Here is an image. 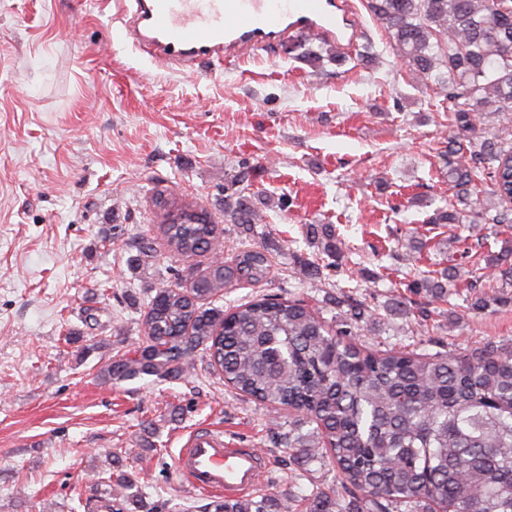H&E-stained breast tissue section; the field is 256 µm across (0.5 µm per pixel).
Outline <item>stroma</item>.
I'll return each instance as SVG.
<instances>
[{"label":"stroma","mask_w":512,"mask_h":512,"mask_svg":"<svg viewBox=\"0 0 512 512\" xmlns=\"http://www.w3.org/2000/svg\"><path fill=\"white\" fill-rule=\"evenodd\" d=\"M350 2L343 67L293 58L322 45L296 34L189 70L141 51L117 0H0V512H91L117 465L132 512H201L212 497L187 487L177 458L206 425L267 457L253 497L302 501L339 483L329 461L283 448L292 411L271 417L225 386L205 350L167 381L98 380L143 342L156 288L207 270L210 255H175L160 230L179 209L210 215L224 259L253 245L272 258L268 282L225 289L214 307L300 299L377 350L512 345V303L476 309L461 286L442 299L408 287L451 262L484 267L512 224L429 223L453 195L448 102L410 78L366 0ZM245 166L261 216L250 234L224 220V184ZM310 224L346 243L342 264L313 277ZM141 236L153 252L132 247ZM413 237L425 247L410 257ZM353 303L368 321L351 320Z\"/></svg>","instance_id":"stroma-1"}]
</instances>
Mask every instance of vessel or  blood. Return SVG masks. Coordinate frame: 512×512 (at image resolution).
I'll list each match as a JSON object with an SVG mask.
<instances>
[{
	"instance_id": "1",
	"label": "vessel or blood",
	"mask_w": 512,
	"mask_h": 512,
	"mask_svg": "<svg viewBox=\"0 0 512 512\" xmlns=\"http://www.w3.org/2000/svg\"><path fill=\"white\" fill-rule=\"evenodd\" d=\"M120 12L147 53L181 66L220 64L298 32L334 38L357 29L347 0H127ZM266 466L255 449L225 444L210 426L196 429L177 459L190 489L230 497L255 489Z\"/></svg>"
}]
</instances>
